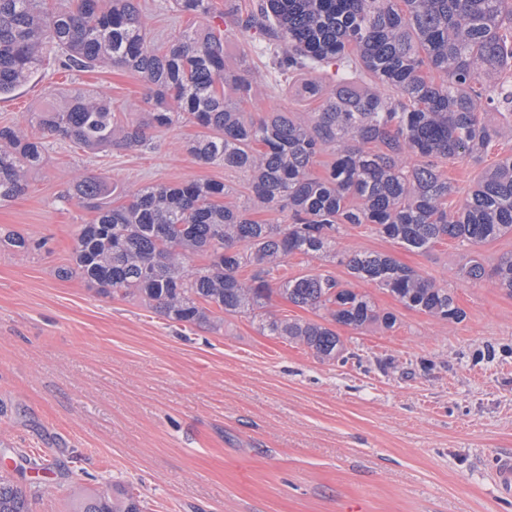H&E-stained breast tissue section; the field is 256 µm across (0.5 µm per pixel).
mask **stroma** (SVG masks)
<instances>
[{
    "label": "stroma",
    "mask_w": 512,
    "mask_h": 512,
    "mask_svg": "<svg viewBox=\"0 0 512 512\" xmlns=\"http://www.w3.org/2000/svg\"><path fill=\"white\" fill-rule=\"evenodd\" d=\"M141 7L158 40L194 22L168 0ZM75 88L105 91L121 110L146 91L125 67L65 71L48 55L0 97V126L26 125ZM199 132L182 123L144 146L96 153L47 138L28 191L0 204V228L39 243L0 251V470L49 485L32 512H67L74 486L106 483L140 495L145 512H512L491 472L512 454V296L457 276L470 257L490 264L512 251L511 236L418 253L371 225L344 228L339 254L387 253L452 288L466 313L456 324L353 281L344 264L291 257L283 275H331L397 316L390 330L338 327L336 361L262 335L250 314L225 315L220 331L173 323L60 276L78 225L93 217L65 196L79 178L128 191L215 181L245 194L241 175L185 151ZM510 154L506 136L481 161L449 162L448 175L467 192Z\"/></svg>",
    "instance_id": "1"
}]
</instances>
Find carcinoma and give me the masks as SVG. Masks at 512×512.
Wrapping results in <instances>:
<instances>
[{"instance_id":"obj_1","label":"carcinoma","mask_w":512,"mask_h":512,"mask_svg":"<svg viewBox=\"0 0 512 512\" xmlns=\"http://www.w3.org/2000/svg\"><path fill=\"white\" fill-rule=\"evenodd\" d=\"M206 19L210 0H174ZM230 24H205L166 40L149 37L139 0H0V96L13 92L52 50L65 70L121 65L149 94L130 121L102 92L74 90L34 113L39 133L0 126V203L23 194L41 168L45 139L84 150L130 149L152 131L189 122L202 134L186 151L198 163L242 175L240 203L221 182L153 184L127 194L84 177L68 197L95 217L79 225L64 274L95 293L138 301L173 322L215 331L224 314L256 313L268 336L299 342L323 360L342 353L328 324L390 330L392 312L336 278L274 279L288 257L334 260L347 224H371L410 251L444 240L479 247L512 236V156L485 172L457 206L442 165L477 160L512 132V0H249ZM241 46L234 66L224 46ZM317 106L255 116L243 105L270 87L269 74ZM494 109L502 125L485 121ZM330 160L313 171L318 159ZM278 211L280 224L254 218ZM25 253L30 239L0 234V248ZM206 259L202 268L190 260ZM350 276L387 290L405 308L459 323L453 292L387 253L355 251ZM249 268L244 277L241 271ZM462 277H485L512 295V253L487 267L471 257ZM323 312L325 323L265 312L273 294ZM45 489L0 472V512H31ZM74 512H143L128 490L74 493Z\"/></svg>"}]
</instances>
